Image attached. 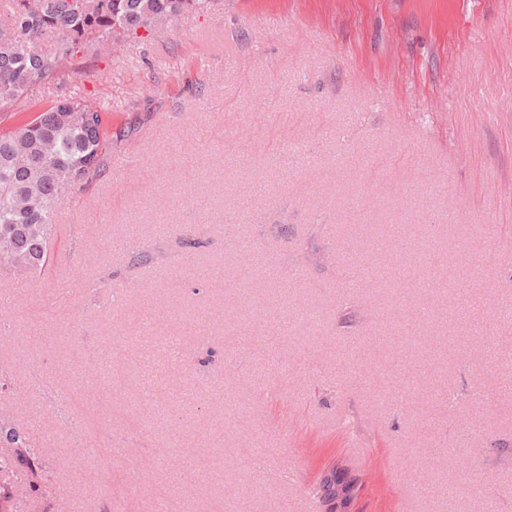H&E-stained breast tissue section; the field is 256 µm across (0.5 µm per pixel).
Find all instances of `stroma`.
Listing matches in <instances>:
<instances>
[{
  "label": "stroma",
  "mask_w": 512,
  "mask_h": 512,
  "mask_svg": "<svg viewBox=\"0 0 512 512\" xmlns=\"http://www.w3.org/2000/svg\"><path fill=\"white\" fill-rule=\"evenodd\" d=\"M84 66L20 101L97 102L112 157L49 264L0 269V416L45 464L0 473V512H326L334 464L345 512H512V0H224ZM393 224L433 225L434 291L372 277ZM397 295L448 316L410 360ZM284 300L319 329L274 327Z\"/></svg>",
  "instance_id": "stroma-1"
}]
</instances>
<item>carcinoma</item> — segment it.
<instances>
[{
    "instance_id": "carcinoma-1",
    "label": "carcinoma",
    "mask_w": 512,
    "mask_h": 512,
    "mask_svg": "<svg viewBox=\"0 0 512 512\" xmlns=\"http://www.w3.org/2000/svg\"><path fill=\"white\" fill-rule=\"evenodd\" d=\"M224 8V0H10L7 20H0V112H18L14 125L0 129V267L35 273L49 262L58 201L95 181L112 154V123L108 113L69 97L33 103L23 114L15 104L37 84L59 83L82 69L80 54L121 27L129 36L152 33L164 19L188 12ZM58 37L57 46L43 49L40 40ZM28 161L21 163L17 146ZM431 225L408 224L406 243L421 255L437 249ZM280 311L297 327L315 328L320 315L284 301ZM0 438L14 448L15 461L32 479L41 476L42 459L24 433L0 419ZM470 467L457 461L443 484L451 496Z\"/></svg>"
}]
</instances>
